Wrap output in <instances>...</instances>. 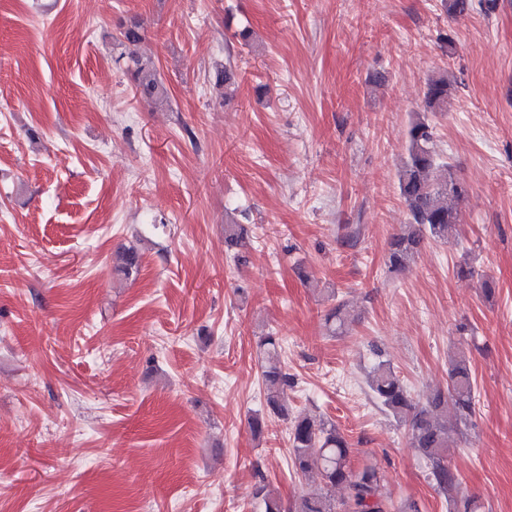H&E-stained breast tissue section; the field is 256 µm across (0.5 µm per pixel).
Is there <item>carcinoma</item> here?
I'll return each instance as SVG.
<instances>
[{"instance_id":"cac0c4a2","label":"carcinoma","mask_w":512,"mask_h":512,"mask_svg":"<svg viewBox=\"0 0 512 512\" xmlns=\"http://www.w3.org/2000/svg\"><path fill=\"white\" fill-rule=\"evenodd\" d=\"M141 41L140 22L133 21L121 31L127 72L135 91L147 100H166L167 90L154 62L136 51ZM449 97L448 76L441 74L428 84L425 109L445 111ZM399 186L409 223L389 242L388 262L393 270L408 267L427 239L448 240L458 223V205L467 195L466 184L450 165L438 163L434 126L424 117L417 118L408 127ZM246 234L247 229L242 224L224 225V247L230 250L240 245ZM115 262L116 269L127 278L139 272L140 256L133 247L118 252ZM258 349L267 408L275 415L286 417L284 390L288 376L280 365L279 339L271 334L263 336ZM448 378V391L433 393L421 407L413 403L399 376L385 362L373 368L367 384L386 411L409 422L411 446L429 462L436 486L452 492L459 482L445 465L443 455L450 447L452 435L459 425L467 423L474 407V383L466 356L460 355L452 361ZM289 441L296 474L306 477L315 473L326 487L345 490L339 502L326 494L306 496L301 499L297 512H389L382 475L372 465L351 466L348 442L334 424L299 413L291 419Z\"/></svg>"}]
</instances>
